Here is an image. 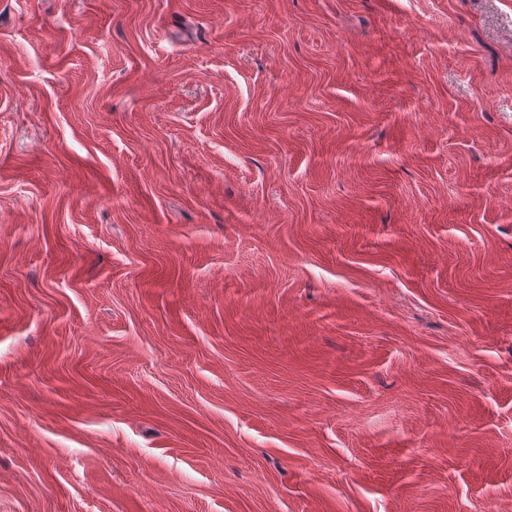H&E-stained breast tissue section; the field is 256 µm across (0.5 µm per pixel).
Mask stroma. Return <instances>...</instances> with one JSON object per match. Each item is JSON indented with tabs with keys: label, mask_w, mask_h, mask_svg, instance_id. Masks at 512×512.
I'll use <instances>...</instances> for the list:
<instances>
[{
	"label": "stroma",
	"mask_w": 512,
	"mask_h": 512,
	"mask_svg": "<svg viewBox=\"0 0 512 512\" xmlns=\"http://www.w3.org/2000/svg\"><path fill=\"white\" fill-rule=\"evenodd\" d=\"M0 512H512V0H0Z\"/></svg>",
	"instance_id": "1"
}]
</instances>
